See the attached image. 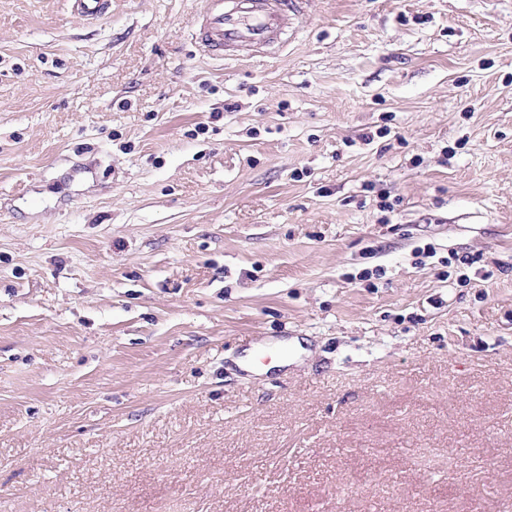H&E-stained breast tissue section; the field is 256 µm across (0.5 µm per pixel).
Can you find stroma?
<instances>
[{"label":"stroma","instance_id":"35a3bbf8","mask_svg":"<svg viewBox=\"0 0 512 512\" xmlns=\"http://www.w3.org/2000/svg\"><path fill=\"white\" fill-rule=\"evenodd\" d=\"M200 2L0 0V512H512V0ZM71 11L88 20L105 18L111 8L112 0H67ZM191 36L213 57L247 48L254 56L276 54L288 46L293 19L308 0H202Z\"/></svg>","mask_w":512,"mask_h":512}]
</instances>
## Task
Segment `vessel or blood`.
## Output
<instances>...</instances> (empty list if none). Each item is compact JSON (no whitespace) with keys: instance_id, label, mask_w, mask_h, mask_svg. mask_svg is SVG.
I'll return each mask as SVG.
<instances>
[{"instance_id":"vessel-or-blood-1","label":"vessel or blood","mask_w":512,"mask_h":512,"mask_svg":"<svg viewBox=\"0 0 512 512\" xmlns=\"http://www.w3.org/2000/svg\"><path fill=\"white\" fill-rule=\"evenodd\" d=\"M71 11L89 20L105 18L112 0H67ZM308 0H202L191 36L209 56L245 48L253 55L275 54L287 47L293 20Z\"/></svg>"}]
</instances>
